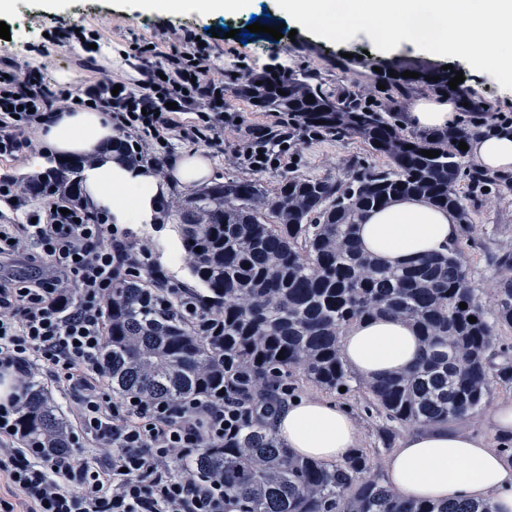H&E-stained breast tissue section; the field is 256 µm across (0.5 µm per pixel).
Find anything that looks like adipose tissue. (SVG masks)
<instances>
[{
  "label": "adipose tissue",
  "mask_w": 512,
  "mask_h": 512,
  "mask_svg": "<svg viewBox=\"0 0 512 512\" xmlns=\"http://www.w3.org/2000/svg\"><path fill=\"white\" fill-rule=\"evenodd\" d=\"M459 103L454 96L418 94L409 103L408 123L417 130L452 125ZM115 133L102 112L60 113L39 131L30 169L47 167L49 159L75 161L93 155L94 165L79 175L85 201L105 211L117 224L150 228L158 206L172 188L191 191L206 183L212 168L203 151L177 159L168 179L132 165L112 151ZM471 159L490 175L512 173V128L473 131ZM457 211L435 206L424 196H401L364 214L360 248L381 262L403 266L446 251L461 236ZM342 354L354 374L375 379L413 365L421 355L415 329L381 316L353 325L342 338ZM267 426L296 455L326 463L345 460L357 448L359 429L344 406L324 398L288 401ZM385 478L399 495L416 500H491L498 512H512V458L482 436L461 430L413 428L386 460Z\"/></svg>",
  "instance_id": "obj_1"
}]
</instances>
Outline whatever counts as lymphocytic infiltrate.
I'll return each mask as SVG.
<instances>
[{"label": "lymphocytic infiltrate", "instance_id": "obj_1", "mask_svg": "<svg viewBox=\"0 0 512 512\" xmlns=\"http://www.w3.org/2000/svg\"><path fill=\"white\" fill-rule=\"evenodd\" d=\"M183 49L175 67L150 68L137 91L124 75L95 70L78 89H48L35 65L0 76V157H20L51 115L87 101L126 132L118 145L125 155L161 143L178 112H195L194 134L215 129L225 121L217 105L224 83L211 74L207 47L188 38ZM30 243L46 270L30 280L0 277V377L10 382L0 397V436L12 438L32 369L45 365L80 392L83 427L114 452L102 464L0 447V476L14 495L0 497V512H225L223 484L191 467L200 448L237 434L242 403L229 395L181 405L115 400L99 385L105 307L115 279L149 267L146 242L78 202L64 213H36L19 228L0 225V256Z\"/></svg>", "mask_w": 512, "mask_h": 512}]
</instances>
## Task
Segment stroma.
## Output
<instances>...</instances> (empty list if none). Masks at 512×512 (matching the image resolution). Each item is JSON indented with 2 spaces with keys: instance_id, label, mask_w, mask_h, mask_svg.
Returning a JSON list of instances; mask_svg holds the SVG:
<instances>
[{
  "instance_id": "obj_1",
  "label": "stroma",
  "mask_w": 512,
  "mask_h": 512,
  "mask_svg": "<svg viewBox=\"0 0 512 512\" xmlns=\"http://www.w3.org/2000/svg\"><path fill=\"white\" fill-rule=\"evenodd\" d=\"M253 20L280 27L281 39L261 32L246 39L222 38L223 29L242 30ZM4 21L10 28V37L0 38V62L11 63L19 72L28 64L39 65L44 82L51 87H78L87 72L79 63V44H46L45 36L50 32L85 22L97 23L103 33L98 65L104 71H118L135 81L140 80L143 70L169 62L184 37L200 38L210 50L213 71L224 76V112L237 118L239 124L225 128L218 145L205 146L201 141L176 136L170 139L167 150H155L154 155L172 159L187 151L205 149L213 163L212 179L216 182L249 176V169L237 158L247 129L272 127L280 120L279 114L263 111L234 93L240 79L263 72L274 62L281 64L284 71L309 74L313 83L328 94L341 96L351 92L361 100L371 101L377 111L400 113L408 112L409 98L395 88L383 86L382 75L374 70L375 63L425 60L449 64L463 73V89L486 105L485 122L496 123L504 118L512 123V90L502 88L494 78L477 75L463 59H448L415 46L380 52L364 36L333 43L297 28L292 18L279 11L276 0H253L250 10L212 16L150 11L142 7L140 0H15L12 13ZM147 43L155 46L154 55L134 57L135 47ZM386 163V158L371 154L357 137L342 139L325 132L315 137L298 128L277 162L261 172L260 177L269 189L285 174L344 183L359 167H382ZM456 189L470 217L469 228L458 246L472 287L491 310L500 283L512 279V269L497 266L494 261L499 253H512V175L488 177L480 188L472 187L463 178ZM39 380L59 405L69 429L77 433L76 452L96 451V441L80 427L77 391L46 369ZM343 404L359 425L361 450L371 453L384 448L385 417L368 411L360 393L344 398Z\"/></svg>"
}]
</instances>
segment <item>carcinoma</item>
<instances>
[{
	"instance_id": "carcinoma-1",
	"label": "carcinoma",
	"mask_w": 512,
	"mask_h": 512,
	"mask_svg": "<svg viewBox=\"0 0 512 512\" xmlns=\"http://www.w3.org/2000/svg\"><path fill=\"white\" fill-rule=\"evenodd\" d=\"M382 70L401 92L425 84L460 95L468 112L485 111L461 88L450 89L453 75L432 63ZM406 70L419 76L404 78ZM235 92L315 130L358 137L389 167H361L345 184L284 175L271 191L256 177L229 179L176 205L174 219L191 272L203 284L196 296L206 316L194 321L171 303L155 307L162 289L150 269L116 280L99 354L112 394L176 404L227 389L254 407L236 437L205 447L197 458L198 475L224 480L229 512H495L489 500L406 499L360 452L336 464L299 458L265 423L295 374L330 392L363 390L386 420L401 427L468 419L489 404L495 388H512V346L500 336L501 328H512V280L498 288L490 319L459 248L391 268L358 245L363 214L397 196H426L467 222L457 182L485 180L459 149L471 130L450 126L403 136L397 113L378 112L354 96L334 101L305 73L269 69L246 78ZM423 150L440 155L428 158ZM76 173L70 165L52 175L41 195L72 189ZM378 316L408 321L423 352L404 372L363 380L344 363L342 337ZM15 426L46 456L72 453L69 428L39 381L29 384Z\"/></svg>"
}]
</instances>
